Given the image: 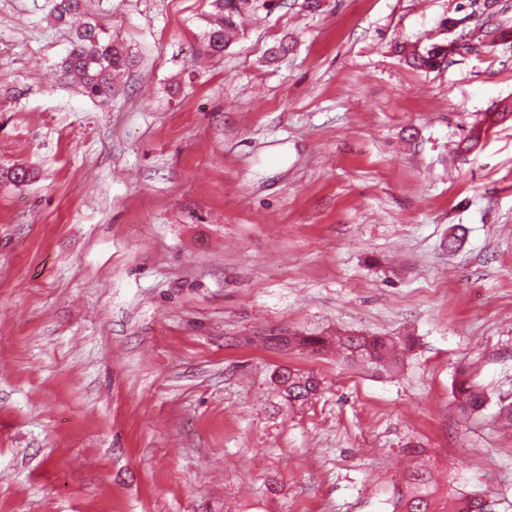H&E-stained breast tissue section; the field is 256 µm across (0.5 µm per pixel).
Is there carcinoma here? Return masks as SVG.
Masks as SVG:
<instances>
[{"instance_id": "cac0c4a2", "label": "carcinoma", "mask_w": 512, "mask_h": 512, "mask_svg": "<svg viewBox=\"0 0 512 512\" xmlns=\"http://www.w3.org/2000/svg\"><path fill=\"white\" fill-rule=\"evenodd\" d=\"M87 0H55L53 18L60 24L85 13ZM281 0H211L208 27L204 33V44L208 52L221 55L236 38L239 17L248 9L264 10L268 13L280 7ZM502 25L487 20L479 27V38L472 32L464 37L483 42L502 36ZM404 60L417 69L433 70L448 65L450 44L432 43L418 49L399 48ZM132 63L124 49L104 36V29L86 23L77 28L71 41L68 55L61 62V71L67 79L78 84L82 93L90 99H104L112 95L113 78L116 72ZM343 350L350 363L357 361L368 365L376 373L392 374L402 365V351L398 341L387 336H290L288 348L312 354L326 352L331 346ZM276 379L283 385L281 391L291 406L299 408L312 402L321 393V382L313 374L296 373L287 368L277 373ZM454 402L462 414H474L485 404V396L463 378L456 382ZM435 487L429 473L420 467L408 470L405 490L399 493L396 507L401 512H436L434 510ZM456 512H487L485 498L480 494L456 495Z\"/></svg>"}]
</instances>
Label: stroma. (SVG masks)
<instances>
[{
  "label": "stroma",
  "mask_w": 512,
  "mask_h": 512,
  "mask_svg": "<svg viewBox=\"0 0 512 512\" xmlns=\"http://www.w3.org/2000/svg\"><path fill=\"white\" fill-rule=\"evenodd\" d=\"M52 0H0V512H512V0H295L204 48L209 0H90L133 58L64 80ZM409 337L400 371L270 336ZM283 367L320 398L289 409ZM467 371L481 412L453 404ZM451 43H432L420 50L414 47L408 49L401 46L398 53L404 60L417 69L433 70L448 65V55L451 54ZM434 494L429 473L423 468L412 467L407 472L405 491L399 493L396 508H401V512H436Z\"/></svg>",
  "instance_id": "35a3bbf8"
}]
</instances>
